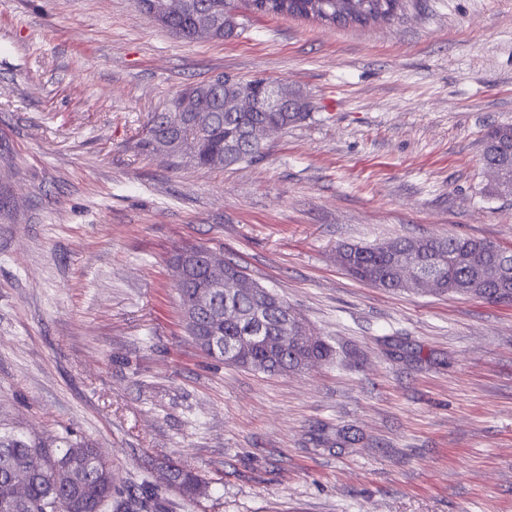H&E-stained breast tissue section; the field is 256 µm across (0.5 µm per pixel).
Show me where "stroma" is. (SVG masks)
<instances>
[{"instance_id":"35a3bbf8","label":"stroma","mask_w":512,"mask_h":512,"mask_svg":"<svg viewBox=\"0 0 512 512\" xmlns=\"http://www.w3.org/2000/svg\"><path fill=\"white\" fill-rule=\"evenodd\" d=\"M240 20L186 41L136 0H0V433L98 448L157 512H512V305L337 260L396 237L512 250L483 160L512 125V0ZM220 75L286 84L311 114L220 169L137 148ZM190 246L285 299L334 360L271 376L209 357L171 266ZM168 461L206 494L183 498Z\"/></svg>"}]
</instances>
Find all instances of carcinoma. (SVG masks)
<instances>
[{
  "mask_svg": "<svg viewBox=\"0 0 512 512\" xmlns=\"http://www.w3.org/2000/svg\"><path fill=\"white\" fill-rule=\"evenodd\" d=\"M254 12L273 16H292L314 20L324 25L336 22V16L347 15L357 22L364 18H395L402 8L401 0H252ZM227 0H193V10L174 18L166 27L180 29L184 39L195 40V23L199 15L208 13ZM202 96L207 112L196 120L185 122L175 134L200 135L201 149L188 164L201 168H222L252 158L260 147L247 138L248 128L267 122H278L288 128L309 116V103L295 91L286 112H226L224 87L212 80L192 85ZM483 158L502 171V183L488 188L492 195L512 194V126L491 128L484 137ZM489 242L455 236L428 239L400 238L372 245H345L339 249V263L355 278L392 291L415 290L417 284L404 281L398 267L403 255L418 272L431 271L440 280L435 292L473 296L480 289L470 287L475 280L497 292L512 293V276L496 275L497 255L487 250ZM259 284L251 292L225 296L224 289L212 291V311L229 314L224 324V349L235 352L233 365L259 369L270 375H287L328 361L332 347L321 339L306 338L304 319L285 300L279 306L256 318L260 304ZM28 475V499L12 496L11 482L15 472ZM171 482L184 496L196 498L205 494L194 472L174 467ZM157 494L146 485L139 493L123 497L112 484V465L87 443L67 442L59 448L23 435L0 437V512H106L112 503L114 512H141L151 507Z\"/></svg>",
  "mask_w": 512,
  "mask_h": 512,
  "instance_id": "cac0c4a2",
  "label": "carcinoma"
}]
</instances>
